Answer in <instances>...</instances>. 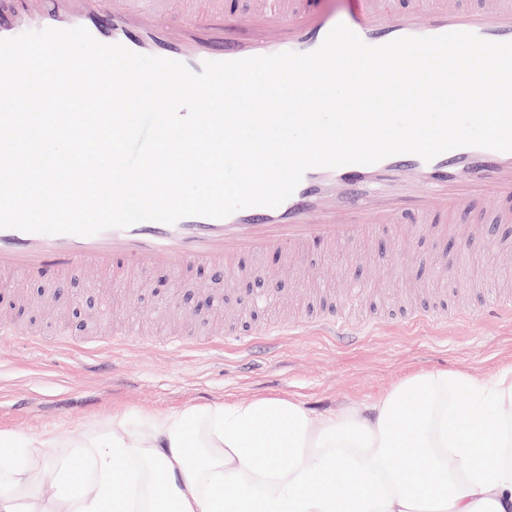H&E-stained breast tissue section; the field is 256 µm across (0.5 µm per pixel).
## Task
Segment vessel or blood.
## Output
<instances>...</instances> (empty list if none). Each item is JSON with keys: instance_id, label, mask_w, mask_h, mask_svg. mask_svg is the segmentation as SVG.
<instances>
[{"instance_id": "1", "label": "vessel or blood", "mask_w": 512, "mask_h": 512, "mask_svg": "<svg viewBox=\"0 0 512 512\" xmlns=\"http://www.w3.org/2000/svg\"><path fill=\"white\" fill-rule=\"evenodd\" d=\"M180 10L179 35L167 13ZM236 0H213L208 9L190 0H0V38L45 28L85 27L99 42L184 63L201 72L206 61H231L285 51L316 50L334 27L312 13L309 0H262L235 35L224 29ZM347 26L365 43L382 45L404 36L471 32L495 42L512 41V0H437L427 10L410 8L391 16L380 0H355ZM494 201L497 221L512 223V152L462 146L426 161L402 153L374 164L314 167L293 194L276 207H248L215 219L189 216L167 225L142 221L93 236L47 235L0 229V271L34 275H95L122 267L135 280L155 270L181 277L191 269L248 275L249 265L278 255L294 264L316 249H360L374 234L397 226L432 230L438 237L485 230L483 205ZM320 329L357 336L362 326L328 314L305 315L269 326V341Z\"/></svg>"}]
</instances>
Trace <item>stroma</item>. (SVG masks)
<instances>
[{
    "mask_svg": "<svg viewBox=\"0 0 512 512\" xmlns=\"http://www.w3.org/2000/svg\"><path fill=\"white\" fill-rule=\"evenodd\" d=\"M485 220L494 234L470 237L462 252L431 232L410 236L400 229L391 245L370 239L359 259L342 248L307 256L305 266L332 276L337 312L358 324L371 322L353 342L315 332L272 346L258 341L246 350L166 347L181 332L205 338L235 328L243 307L252 308V322L263 327L284 320L283 312L256 302L263 283L286 296L301 290L297 272L279 267L274 257L245 279L191 270L175 282L157 273L144 288L127 287L118 268L90 282L0 273V284L17 298L13 321L26 330L0 342V430L32 434L64 426L80 434L116 410L167 412L256 396L295 400L320 417L343 407L367 409L419 372L491 378L511 370L512 320L461 314L416 328L398 321L409 294L423 306L435 302L461 312L490 289H512V224L496 223L490 207ZM444 264L454 275H441ZM137 322L142 343L94 359L76 355V348L121 337Z\"/></svg>",
    "mask_w": 512,
    "mask_h": 512,
    "instance_id": "stroma-1",
    "label": "stroma"
}]
</instances>
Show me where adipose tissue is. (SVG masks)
Instances as JSON below:
<instances>
[{"instance_id": "obj_1", "label": "adipose tissue", "mask_w": 512, "mask_h": 512, "mask_svg": "<svg viewBox=\"0 0 512 512\" xmlns=\"http://www.w3.org/2000/svg\"><path fill=\"white\" fill-rule=\"evenodd\" d=\"M0 447V512H512V371L418 373L321 419L261 396Z\"/></svg>"}]
</instances>
